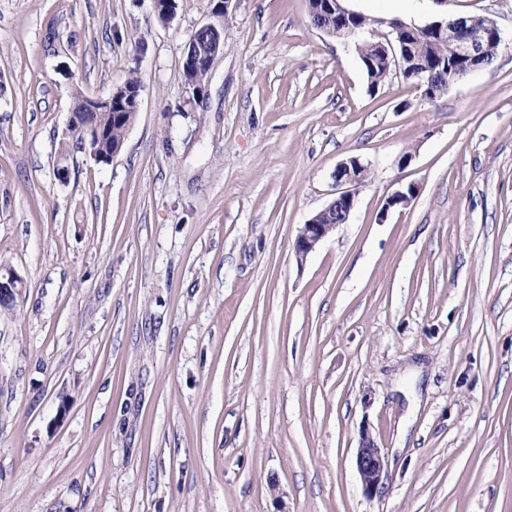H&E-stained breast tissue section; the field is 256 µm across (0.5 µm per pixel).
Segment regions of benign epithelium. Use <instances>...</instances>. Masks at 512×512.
<instances>
[{
  "mask_svg": "<svg viewBox=\"0 0 512 512\" xmlns=\"http://www.w3.org/2000/svg\"><path fill=\"white\" fill-rule=\"evenodd\" d=\"M323 9L336 14V35L347 38L352 33L351 21L355 13L342 5V0H322ZM390 26L398 33V55L396 63L407 68L411 75L417 78L416 85L423 88L424 99L433 100L431 88L433 78L427 77L430 68L418 57L410 53V38L423 32L430 31L448 41V49L454 58L460 63L455 68L454 78L451 83L472 74L482 68L481 57L483 49L493 45L501 47L504 42L501 30L497 23L488 18L482 26L468 25L459 18L450 16L446 19L434 21L424 27H415L398 21L390 22ZM65 133L73 139H85V134L92 133L96 140L103 142L108 137V131L102 127H92L87 119H71L65 129ZM364 168L360 159H349L336 167L334 180L336 182V196L323 209L314 214L306 224L302 225L295 238L293 251L297 262L302 263L314 253L320 244L331 235L337 227L348 222L355 207V192L351 187L361 182V176L354 174ZM415 189L409 187V191L397 190L386 198L384 211H389L399 205L407 206L414 199ZM339 213L340 221L336 224L324 223L322 219L330 214ZM23 278L12 272L0 276V299L7 301L21 298L22 289L17 283ZM356 469L365 493L375 496L384 489V476L387 468L385 453L380 448L377 440L364 428L360 432L359 443L356 452Z\"/></svg>",
  "mask_w": 512,
  "mask_h": 512,
  "instance_id": "1",
  "label": "benign epithelium"
}]
</instances>
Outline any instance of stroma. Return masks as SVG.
<instances>
[{"label":"stroma","mask_w":512,"mask_h":512,"mask_svg":"<svg viewBox=\"0 0 512 512\" xmlns=\"http://www.w3.org/2000/svg\"><path fill=\"white\" fill-rule=\"evenodd\" d=\"M344 5L367 41L476 16L505 42L426 101L397 71L369 90L308 0H231L194 104L215 0H0V265L25 283L0 309V512H512V0ZM131 76L121 151L60 182L72 90ZM353 157L348 222L297 263ZM200 29H204L206 31L212 30V31H214V32H216L218 34V38H217V40L215 41V43L213 45L211 53L208 54V58L207 59H204L206 61V65H208V70L210 72V70H211V68L213 66L214 61L220 55L223 54L224 50L223 49L220 50V47H219L220 37H219V32H218L216 24L210 23V24L204 25ZM200 59L201 60L199 61V64H198V57L196 55L195 45L189 42L188 47H187V49L185 50V53H184L185 74L193 73L196 70L197 65H198L199 68L196 70L195 77H196V79L199 82H205L206 78H207V73H206V65H205L204 61L202 60V54L200 56ZM355 463L365 493L369 496L381 493L387 460L383 448H380L368 428L360 432Z\"/></svg>","instance_id":"1"}]
</instances>
